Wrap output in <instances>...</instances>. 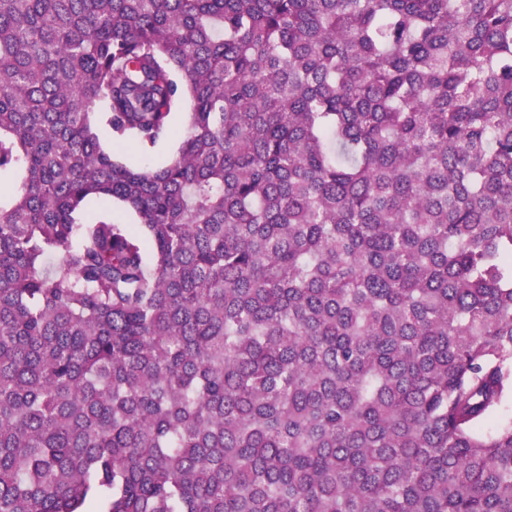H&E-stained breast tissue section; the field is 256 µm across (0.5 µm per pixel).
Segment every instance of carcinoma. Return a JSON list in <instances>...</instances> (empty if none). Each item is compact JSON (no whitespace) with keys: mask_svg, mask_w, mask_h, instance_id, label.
Wrapping results in <instances>:
<instances>
[{"mask_svg":"<svg viewBox=\"0 0 512 512\" xmlns=\"http://www.w3.org/2000/svg\"><path fill=\"white\" fill-rule=\"evenodd\" d=\"M11 171L0 512H512V0H0ZM187 114L183 112L175 113L171 119L173 132L171 136L160 141L155 147L143 152L135 144L126 145L119 153L121 161L129 165L149 164L153 167L166 165L175 158L181 142V131L186 123ZM179 119L177 122L176 119ZM165 143H167L165 145ZM88 210L92 212L109 211L112 214L114 222L128 224L137 231H142L140 226L136 224L135 216L121 205L115 202L112 203L110 199H94L89 203Z\"/></svg>","mask_w":512,"mask_h":512,"instance_id":"carcinoma-1","label":"carcinoma"}]
</instances>
